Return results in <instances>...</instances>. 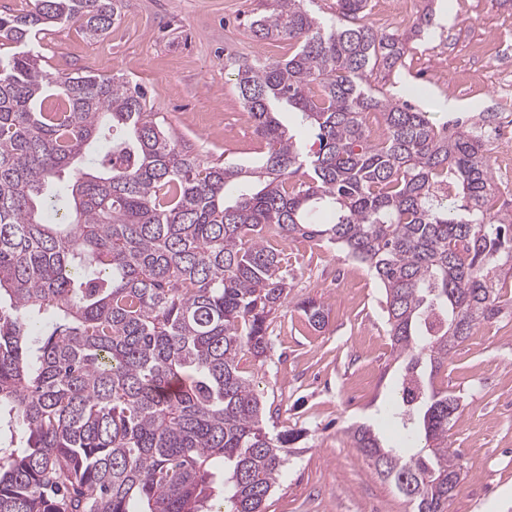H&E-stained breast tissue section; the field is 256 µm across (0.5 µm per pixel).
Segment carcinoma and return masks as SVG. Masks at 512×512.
<instances>
[{"label": "carcinoma", "instance_id": "carcinoma-1", "mask_svg": "<svg viewBox=\"0 0 512 512\" xmlns=\"http://www.w3.org/2000/svg\"><path fill=\"white\" fill-rule=\"evenodd\" d=\"M121 2L0 12L24 47L0 57V512H265L300 433L267 429L239 360L264 362L288 300L269 238L298 236L383 288L405 363L384 419L405 436L386 448L361 423L349 437L412 512H444L464 470L448 447L461 403L433 379L502 313L512 279L491 143L381 96L369 78L406 43L365 20L367 0H333L328 17L317 0H267L249 28L293 53L231 61L265 151L253 166L204 161L144 112L138 85L58 76L25 49L61 23L98 38ZM277 103L314 130L308 155ZM300 307L325 324L314 300Z\"/></svg>", "mask_w": 512, "mask_h": 512}]
</instances>
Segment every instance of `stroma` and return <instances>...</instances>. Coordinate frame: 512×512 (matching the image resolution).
Listing matches in <instances>:
<instances>
[{
    "instance_id": "obj_1",
    "label": "stroma",
    "mask_w": 512,
    "mask_h": 512,
    "mask_svg": "<svg viewBox=\"0 0 512 512\" xmlns=\"http://www.w3.org/2000/svg\"><path fill=\"white\" fill-rule=\"evenodd\" d=\"M428 8L439 18L431 33L414 37L400 67L371 82L436 125L478 120L497 99L485 63L468 47L485 41L498 53L497 66L512 71V7L500 0H368L366 14L369 23L400 35ZM260 9L261 0H122L120 18L104 37L89 38L66 23L37 49L54 74L120 73L142 86L153 115L201 159L252 165L264 144L226 59L282 60L293 52L287 42L252 36L250 19ZM451 99L460 110L448 111ZM281 257L291 288L269 328L267 359L261 364L246 355L239 362L272 404L271 426L305 432L266 512H411L347 433L366 422L384 445L397 438L377 418L403 374L382 288L367 267L332 246L298 238L282 244ZM308 298L323 307V328L300 310ZM434 384L463 406L448 427V445L463 455L464 478L446 512H512V308L478 325Z\"/></svg>"
}]
</instances>
